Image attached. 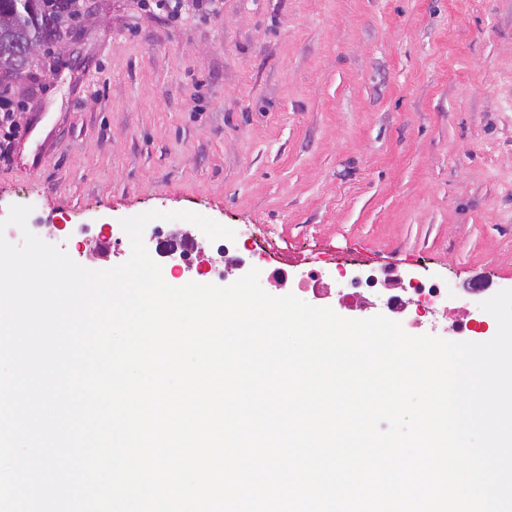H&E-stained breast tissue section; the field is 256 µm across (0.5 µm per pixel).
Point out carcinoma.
<instances>
[{
	"mask_svg": "<svg viewBox=\"0 0 512 512\" xmlns=\"http://www.w3.org/2000/svg\"><path fill=\"white\" fill-rule=\"evenodd\" d=\"M78 12V0H0V85L19 73L12 60L17 44L39 49L63 42Z\"/></svg>",
	"mask_w": 512,
	"mask_h": 512,
	"instance_id": "carcinoma-1",
	"label": "carcinoma"
}]
</instances>
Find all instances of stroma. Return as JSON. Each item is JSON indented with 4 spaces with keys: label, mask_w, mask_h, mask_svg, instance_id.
<instances>
[{
    "label": "stroma",
    "mask_w": 512,
    "mask_h": 512,
    "mask_svg": "<svg viewBox=\"0 0 512 512\" xmlns=\"http://www.w3.org/2000/svg\"><path fill=\"white\" fill-rule=\"evenodd\" d=\"M82 40L39 53L10 85L19 133L0 163V212L32 206L49 244L79 254L77 225L113 234L150 211L257 225L247 268L320 271L309 304L387 315L384 291L346 299L338 272L396 270L448 288L447 307L397 317L411 335L480 343L482 301L512 289V0H219L171 15L156 0H87ZM198 269L169 285L222 284L206 235L182 220Z\"/></svg>",
    "instance_id": "obj_1"
}]
</instances>
